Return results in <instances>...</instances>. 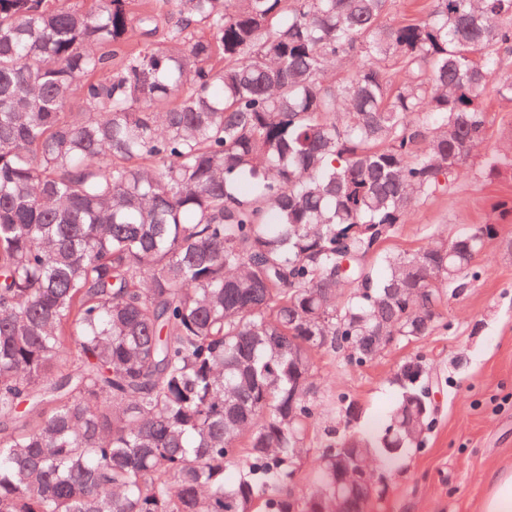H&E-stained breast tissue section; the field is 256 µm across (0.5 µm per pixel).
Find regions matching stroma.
Wrapping results in <instances>:
<instances>
[{"label":"stroma","instance_id":"obj_1","mask_svg":"<svg viewBox=\"0 0 512 512\" xmlns=\"http://www.w3.org/2000/svg\"><path fill=\"white\" fill-rule=\"evenodd\" d=\"M512 201V175L490 180L455 178L446 193L420 201L410 223L383 243L387 252L409 251L428 230L453 237L473 225L495 221V204ZM478 264L486 274L441 308L444 325L433 335L393 344L377 361L348 365L343 355L322 356L310 451L301 464L309 483L319 452L346 428L381 435L398 398L392 382L399 365L421 358L427 368L433 422L419 447L394 460L375 459L386 489L368 512H481L488 474L512 468V222L487 243ZM359 408L346 424L338 394Z\"/></svg>","mask_w":512,"mask_h":512}]
</instances>
